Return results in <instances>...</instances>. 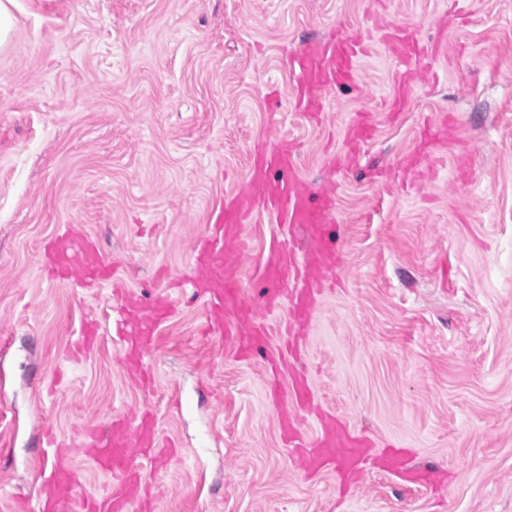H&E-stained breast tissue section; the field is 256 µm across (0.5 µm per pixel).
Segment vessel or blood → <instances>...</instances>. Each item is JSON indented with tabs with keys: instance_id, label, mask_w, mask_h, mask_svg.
Returning <instances> with one entry per match:
<instances>
[{
	"instance_id": "obj_1",
	"label": "vessel or blood",
	"mask_w": 512,
	"mask_h": 512,
	"mask_svg": "<svg viewBox=\"0 0 512 512\" xmlns=\"http://www.w3.org/2000/svg\"><path fill=\"white\" fill-rule=\"evenodd\" d=\"M416 28H391L380 41L397 67L399 92L388 109L395 112L406 101L403 89L420 74L411 63L418 57ZM369 32L358 29L344 33L336 42L313 43L294 59L292 94L300 111L319 114L324 108L326 93L339 86L361 88L360 60ZM279 178H272V171ZM336 183L329 180L320 189L297 173L296 158L287 143L277 137L263 143V151L250 170L243 191L226 197L214 223L206 225L203 252L207 265L200 269L194 290L206 298L210 319L207 333L240 343L245 352H253L266 341L268 330L265 313L278 310L288 303L292 318L289 334L305 341L313 316L326 287L334 283L343 263L341 254L329 241L328 224L335 221ZM281 215L289 230L301 231L303 246L294 251L280 243H271L265 259L263 275L267 288L261 304H254L242 291V257L248 251L245 227L258 210ZM53 264L49 274L53 279L72 281L84 286L96 282L105 266L94 242L77 228H69L49 246ZM120 293L124 308L131 313V330L120 361L132 377L143 374L148 359L150 338L157 325L174 309L168 289H159L150 303L113 283ZM297 410L278 417L282 435L292 436L296 446V461L309 475L324 465H334L336 471L359 473L369 457L371 442L355 435L345 425L321 419L313 435H305L303 422L310 412L313 395L306 382L293 386ZM47 447L54 450L53 470L41 486V512H144L150 499L142 485L136 461L151 457L155 466L167 465L173 449L162 448L149 423L130 426L113 421L108 431H86L77 447L58 444L54 434H47ZM91 457L103 471L116 481L113 489L101 498L85 497L71 474L68 458L71 452Z\"/></svg>"
}]
</instances>
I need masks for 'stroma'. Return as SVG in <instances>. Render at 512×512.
Returning <instances> with one entry per match:
<instances>
[{
	"mask_svg": "<svg viewBox=\"0 0 512 512\" xmlns=\"http://www.w3.org/2000/svg\"><path fill=\"white\" fill-rule=\"evenodd\" d=\"M0 48V512L36 501L51 429L150 416L177 455L142 467L152 512H512V0H11ZM415 25L444 42L396 115V65L379 43L365 90L328 95L319 117L291 106L290 54L336 25ZM320 183L344 130L374 133L337 170L329 238L345 258L311 334L273 372L265 353L202 333L190 285L198 238L239 190L268 115ZM448 114L441 162L420 184L399 170L431 114ZM80 226L126 288L151 302L165 273L177 300L131 380L111 281L50 279L44 246ZM278 228L247 225L242 286L261 302ZM92 351L72 346L89 320ZM306 371L321 409L378 451L410 453L413 483L367 465L358 481L300 475L278 429L273 385Z\"/></svg>",
	"mask_w": 512,
	"mask_h": 512,
	"instance_id": "stroma-1",
	"label": "stroma"
}]
</instances>
